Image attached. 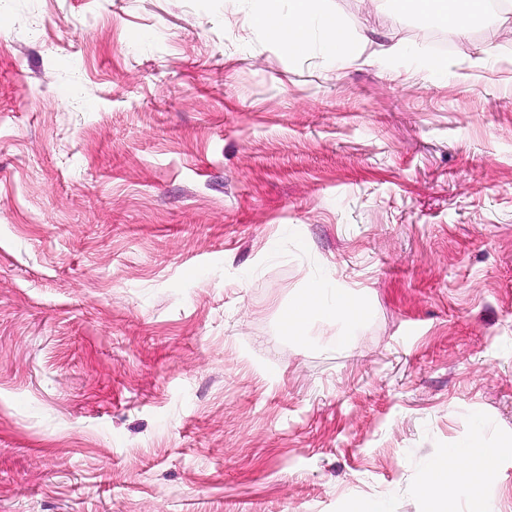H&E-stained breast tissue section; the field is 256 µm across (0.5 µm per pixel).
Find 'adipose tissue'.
<instances>
[{
    "instance_id": "ef3b65f1",
    "label": "adipose tissue",
    "mask_w": 512,
    "mask_h": 512,
    "mask_svg": "<svg viewBox=\"0 0 512 512\" xmlns=\"http://www.w3.org/2000/svg\"><path fill=\"white\" fill-rule=\"evenodd\" d=\"M314 0H289L287 12L275 7L256 13L252 19L268 39L284 46L296 57L309 50V34L319 30L327 60L342 63L358 61L349 29L334 13L315 8ZM380 4L398 14L421 16L429 21L453 28L460 37H467L468 27L488 16V0H379ZM346 317L358 321L362 315L351 292L341 288H325L316 283L307 288L289 306L284 329L289 338L301 341L306 337L310 318L315 313ZM493 449L479 441H471L465 449L439 461L427 474L421 498L426 512H448L459 486L470 491V512H488L486 487L495 477Z\"/></svg>"
}]
</instances>
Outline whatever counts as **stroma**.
<instances>
[{"label":"stroma","instance_id":"obj_1","mask_svg":"<svg viewBox=\"0 0 512 512\" xmlns=\"http://www.w3.org/2000/svg\"><path fill=\"white\" fill-rule=\"evenodd\" d=\"M326 4L377 64L261 0H0V512H425L474 437L512 512V26ZM316 281L366 316L299 343ZM317 0H290L287 13L274 6L253 15L252 22L263 30L268 39L288 49L290 54L303 57L309 50V33L317 29L322 34L323 50L327 60L352 63L360 60L353 48L349 29L335 14L317 9Z\"/></svg>","mask_w":512,"mask_h":512}]
</instances>
